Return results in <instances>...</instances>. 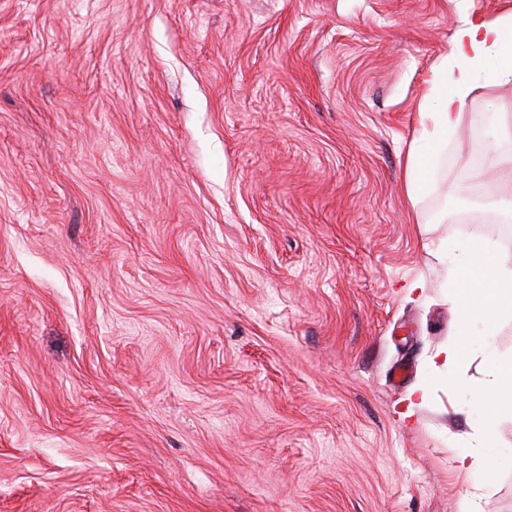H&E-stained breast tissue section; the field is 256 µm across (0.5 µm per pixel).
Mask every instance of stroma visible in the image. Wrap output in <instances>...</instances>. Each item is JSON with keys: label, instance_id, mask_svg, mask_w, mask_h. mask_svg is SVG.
I'll return each instance as SVG.
<instances>
[{"label": "stroma", "instance_id": "1", "mask_svg": "<svg viewBox=\"0 0 512 512\" xmlns=\"http://www.w3.org/2000/svg\"><path fill=\"white\" fill-rule=\"evenodd\" d=\"M509 15L0 0V512H459L485 367L428 357L457 245L512 252V81L414 202L404 161L456 29Z\"/></svg>", "mask_w": 512, "mask_h": 512}]
</instances>
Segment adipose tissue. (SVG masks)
<instances>
[{
    "instance_id": "adipose-tissue-1",
    "label": "adipose tissue",
    "mask_w": 512,
    "mask_h": 512,
    "mask_svg": "<svg viewBox=\"0 0 512 512\" xmlns=\"http://www.w3.org/2000/svg\"><path fill=\"white\" fill-rule=\"evenodd\" d=\"M494 81L512 80V18L470 20L454 34L448 59L435 70L420 111L432 130L423 131L411 146L405 160V187L410 201L429 192L433 186L435 160L448 143V132L459 120V111L477 75ZM459 305L458 325L445 345L430 356L440 372L462 371L473 356L472 338L467 325L480 319L486 328L482 338L488 362L486 377L471 390L472 405L483 415L469 436L474 447L459 454L457 471L492 476L496 465L495 426L498 418L512 413V361H503L497 352L491 328L501 318L512 316V253L494 249L481 237L462 243L455 264L448 271Z\"/></svg>"
}]
</instances>
